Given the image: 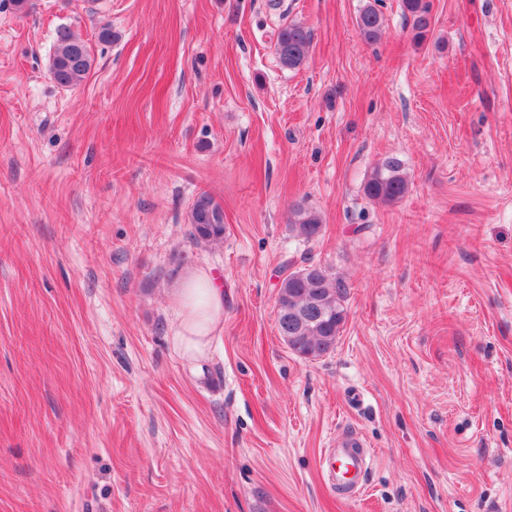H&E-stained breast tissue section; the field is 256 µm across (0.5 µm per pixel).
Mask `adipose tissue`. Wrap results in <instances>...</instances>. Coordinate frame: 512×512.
<instances>
[{"instance_id": "ef3b65f1", "label": "adipose tissue", "mask_w": 512, "mask_h": 512, "mask_svg": "<svg viewBox=\"0 0 512 512\" xmlns=\"http://www.w3.org/2000/svg\"><path fill=\"white\" fill-rule=\"evenodd\" d=\"M177 315L171 344L185 361L199 364L210 357L224 331V289L210 270L190 271L174 290Z\"/></svg>"}]
</instances>
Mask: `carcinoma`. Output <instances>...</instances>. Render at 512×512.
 <instances>
[{
  "mask_svg": "<svg viewBox=\"0 0 512 512\" xmlns=\"http://www.w3.org/2000/svg\"><path fill=\"white\" fill-rule=\"evenodd\" d=\"M414 38L423 39L431 26L429 0H402ZM380 11L372 4L363 7L357 18L361 38L373 43L381 34ZM310 31L297 23L282 27L277 34L276 50L281 63L297 69L308 56ZM93 60L87 44L68 28L56 32L50 63L51 79L60 87L79 86L91 70ZM408 191V179L401 163L386 159L377 166L364 186L365 195L377 202L393 203ZM191 236L197 243L217 245L224 240V210L206 192L199 194L189 210ZM322 227L320 215L297 208L289 219L288 231L301 241L316 238ZM346 286L320 265L302 266L282 278L277 291V329L288 336L286 345L298 356L315 360L330 353L347 317Z\"/></svg>",
  "mask_w": 512,
  "mask_h": 512,
  "instance_id": "carcinoma-1",
  "label": "carcinoma"
}]
</instances>
